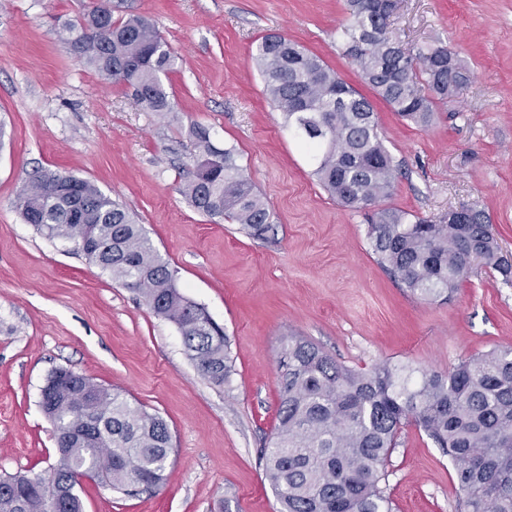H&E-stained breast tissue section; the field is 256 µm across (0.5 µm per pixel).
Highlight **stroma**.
<instances>
[{"mask_svg": "<svg viewBox=\"0 0 512 512\" xmlns=\"http://www.w3.org/2000/svg\"><path fill=\"white\" fill-rule=\"evenodd\" d=\"M83 3L0 0V476L54 464L40 393L67 368L163 417L174 448L159 487L125 495L84 480V512H279L261 450L277 423L288 337L357 371L390 363L445 373L512 348V283L478 264L448 300L408 292L374 254L363 210L321 186L264 92L251 49L280 32L367 93L339 37L344 0H129L176 57L164 119L59 40ZM389 30L408 47L450 45L470 80L426 127L374 100L399 171L384 206L429 219L482 210L512 255V0H399ZM194 123L216 147H235L271 212L264 237L200 214L181 194ZM38 167L92 181L135 216L181 291L223 327L224 387L199 374L177 327L138 292L24 223L14 200ZM380 486L393 512H464L452 459L411 423Z\"/></svg>", "mask_w": 512, "mask_h": 512, "instance_id": "1", "label": "stroma"}]
</instances>
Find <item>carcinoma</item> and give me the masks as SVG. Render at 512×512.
Returning a JSON list of instances; mask_svg holds the SVG:
<instances>
[{
	"label": "carcinoma",
	"mask_w": 512,
	"mask_h": 512,
	"mask_svg": "<svg viewBox=\"0 0 512 512\" xmlns=\"http://www.w3.org/2000/svg\"><path fill=\"white\" fill-rule=\"evenodd\" d=\"M340 28L344 53L364 82L399 116L418 125L454 103L469 81L456 51L443 43L417 48L394 39L385 0H346ZM62 42L105 82L131 91L144 112L165 117L173 104L163 83L175 57L155 24L137 14L101 19L96 0L59 29ZM266 94L315 161L314 175L342 205L367 211L368 238L378 260L413 295L448 299L474 263L512 282L486 214L470 208L467 224H446L379 206L394 188L395 168L378 133L373 103L323 60L278 33L251 51ZM325 127L321 136L305 128ZM196 163L182 193L198 212L229 218L260 237L270 228L263 198L245 178L235 148L219 149L193 124ZM56 170L30 174L15 205L23 220L49 239L77 249L87 226L105 250L88 259L137 291L153 313L176 325L201 375L223 387L230 372L227 340L204 319L129 212L91 181L81 188L86 221L69 214L74 203L51 181ZM277 425L263 449L266 476L280 512H391L379 483L403 425L414 422L455 463L456 489L466 512H512V349L492 350L446 374L413 377L382 364L356 371L312 342L288 337L279 358ZM40 406L53 424L57 462L42 488L37 476L0 477V512H83L74 485L89 473L117 492L153 488L171 462L172 436L159 415L131 406L121 392L66 368L47 377Z\"/></svg>",
	"instance_id": "1"
}]
</instances>
